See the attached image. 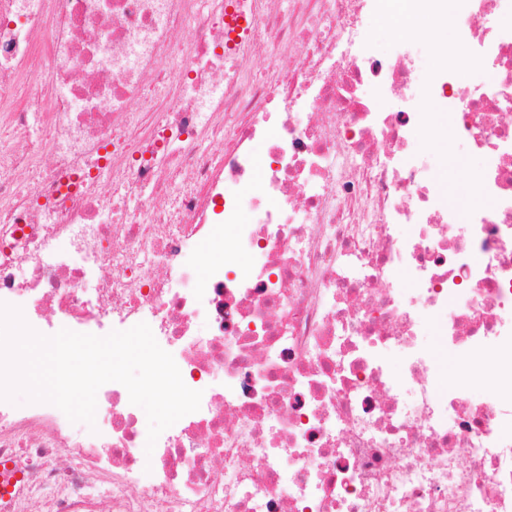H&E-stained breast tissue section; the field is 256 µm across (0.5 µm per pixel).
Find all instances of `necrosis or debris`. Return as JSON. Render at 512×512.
<instances>
[{
	"instance_id": "necrosis-or-debris-1",
	"label": "necrosis or debris",
	"mask_w": 512,
	"mask_h": 512,
	"mask_svg": "<svg viewBox=\"0 0 512 512\" xmlns=\"http://www.w3.org/2000/svg\"><path fill=\"white\" fill-rule=\"evenodd\" d=\"M387 2L0 0V302L147 323L202 393L151 449L117 382L90 424L0 401V512H512V0H412L453 32L427 64ZM444 133L485 206L417 149ZM389 26L399 35L405 36L417 31L422 25V20L412 10L407 0H392L391 13L387 20ZM378 39L383 44L399 39L392 29L380 21V17L373 23Z\"/></svg>"
}]
</instances>
